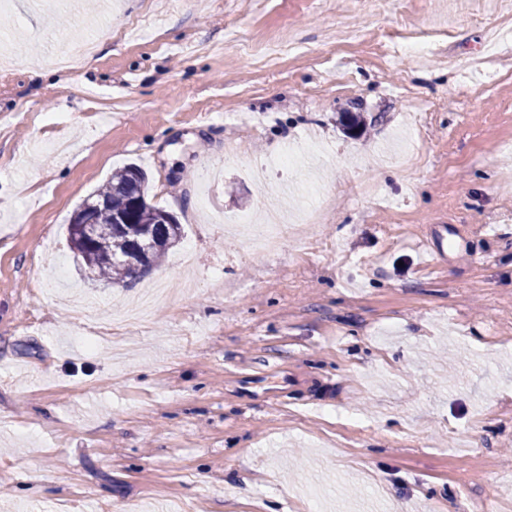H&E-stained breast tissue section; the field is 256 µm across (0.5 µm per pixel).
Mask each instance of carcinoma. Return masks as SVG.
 <instances>
[{"label":"carcinoma","instance_id":"cac0c4a2","mask_svg":"<svg viewBox=\"0 0 512 512\" xmlns=\"http://www.w3.org/2000/svg\"><path fill=\"white\" fill-rule=\"evenodd\" d=\"M145 182L146 173L129 165L113 173L106 184L79 205L86 209L85 218L93 224L94 235L86 238L71 225L69 241L93 280L112 284L135 280L182 238V225L166 219L169 211L149 203L136 206L145 197ZM145 243L151 244V249L141 261L132 250Z\"/></svg>","mask_w":512,"mask_h":512}]
</instances>
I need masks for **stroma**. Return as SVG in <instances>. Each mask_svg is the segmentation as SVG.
<instances>
[{
    "label": "stroma",
    "instance_id": "35a3bbf8",
    "mask_svg": "<svg viewBox=\"0 0 512 512\" xmlns=\"http://www.w3.org/2000/svg\"><path fill=\"white\" fill-rule=\"evenodd\" d=\"M502 22L477 0H13L0 512H512ZM287 142L319 149L256 181ZM130 163L184 237L134 287L94 283L68 225ZM265 202L288 221L259 254L239 218ZM160 278L146 328L80 316Z\"/></svg>",
    "mask_w": 512,
    "mask_h": 512
}]
</instances>
